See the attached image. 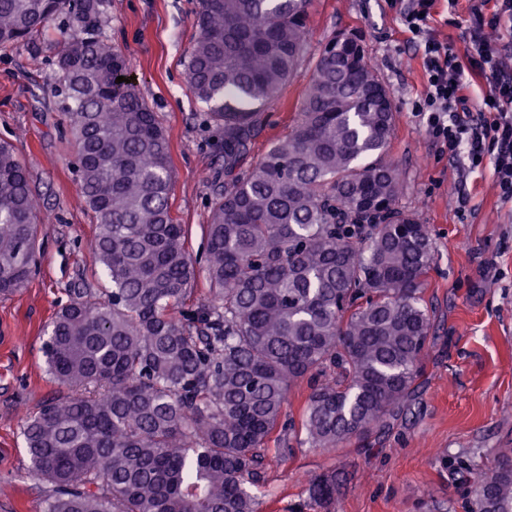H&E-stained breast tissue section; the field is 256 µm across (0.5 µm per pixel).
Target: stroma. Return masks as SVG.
I'll return each mask as SVG.
<instances>
[{"label":"stroma","instance_id":"1","mask_svg":"<svg viewBox=\"0 0 512 512\" xmlns=\"http://www.w3.org/2000/svg\"><path fill=\"white\" fill-rule=\"evenodd\" d=\"M199 7V0H105L101 22L103 35L128 53L139 92L168 133L172 209L196 253L214 181L224 173L220 136L184 79ZM310 10L307 53L268 109L250 157L288 134L324 45L358 34L396 110L389 158L401 175V203L434 243L422 292L431 331L417 387L387 426L342 448L293 439L271 451L257 510L468 512L475 477L512 448V210L499 200L491 162L460 180L416 117L422 60L397 0H311ZM57 50L43 39L0 50V140L14 144L43 202L39 270L19 293L0 297V512L44 508L48 485L30 473L23 425L43 400L67 393L46 373L44 328L70 289L108 285L89 246L94 218L80 197L53 83ZM462 188L469 195L463 210ZM332 471L340 479L335 502L310 504L311 482Z\"/></svg>","mask_w":512,"mask_h":512}]
</instances>
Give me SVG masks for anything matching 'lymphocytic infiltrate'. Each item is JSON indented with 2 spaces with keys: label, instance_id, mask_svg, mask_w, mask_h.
<instances>
[{
  "label": "lymphocytic infiltrate",
  "instance_id": "obj_1",
  "mask_svg": "<svg viewBox=\"0 0 512 512\" xmlns=\"http://www.w3.org/2000/svg\"><path fill=\"white\" fill-rule=\"evenodd\" d=\"M465 52L433 26L439 0H402L400 19L420 53L425 90L416 105L428 136L448 153L460 177L491 161L502 203L512 204V0H464ZM486 87L472 104V78Z\"/></svg>",
  "mask_w": 512,
  "mask_h": 512
}]
</instances>
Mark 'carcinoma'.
<instances>
[{
    "label": "carcinoma",
    "mask_w": 512,
    "mask_h": 512,
    "mask_svg": "<svg viewBox=\"0 0 512 512\" xmlns=\"http://www.w3.org/2000/svg\"><path fill=\"white\" fill-rule=\"evenodd\" d=\"M310 0H201L184 75L224 134L201 255L172 212L169 138L99 28L103 0H0V49L55 27L73 170L111 287L70 291L46 328L47 374L69 394L23 428L44 512H256L270 443L295 431L308 381L312 448L383 428L423 366L420 306L434 251L386 160L390 93L358 43L321 50L282 141L246 164L266 108L307 49ZM38 202L0 142V296L36 268ZM209 282L197 295V277ZM331 472L309 487L335 500ZM470 512H512V449L476 480Z\"/></svg>",
    "instance_id": "carcinoma-1"
}]
</instances>
